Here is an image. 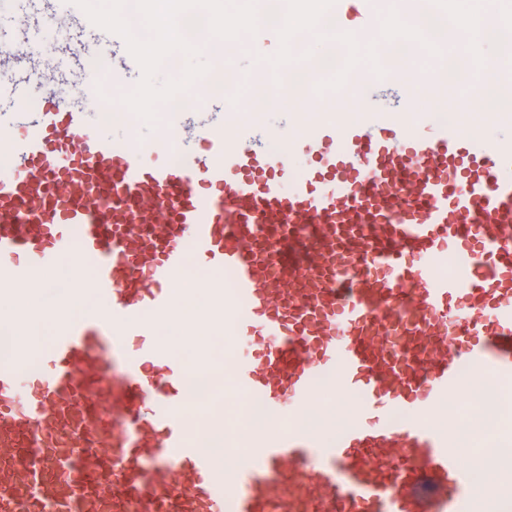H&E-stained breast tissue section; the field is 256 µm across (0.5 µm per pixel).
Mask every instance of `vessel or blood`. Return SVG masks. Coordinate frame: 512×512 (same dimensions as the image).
I'll return each instance as SVG.
<instances>
[{"label": "vessel or blood", "instance_id": "vessel-or-blood-1", "mask_svg": "<svg viewBox=\"0 0 512 512\" xmlns=\"http://www.w3.org/2000/svg\"><path fill=\"white\" fill-rule=\"evenodd\" d=\"M69 17L114 84L138 72L120 36ZM45 80L37 108L0 118V512H455L470 463L427 420L473 406L462 369L512 378V149L370 119L309 130L298 147L316 163L296 171L248 126L217 135L223 102L183 112L170 151L103 136L77 71ZM72 254V285L98 303L75 317L60 293L49 345L27 349L14 302ZM192 260L242 341L225 376L280 420L262 434L187 391L208 360L171 362L154 341ZM107 312L134 339L118 375ZM212 326L183 317L182 344ZM326 373L362 400L321 443L294 421ZM194 428L223 430L226 472ZM243 448L258 465L235 466ZM489 478L512 512V473Z\"/></svg>", "mask_w": 512, "mask_h": 512}]
</instances>
